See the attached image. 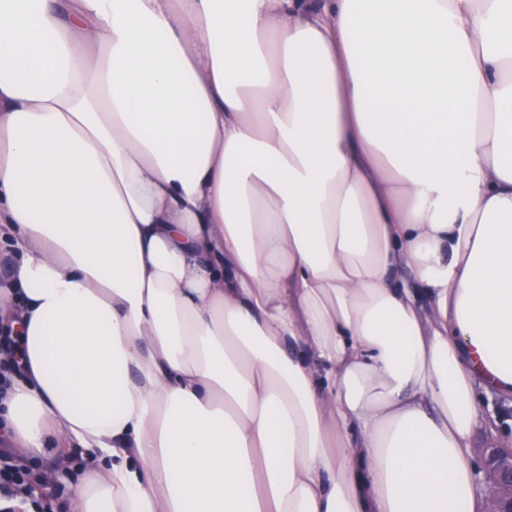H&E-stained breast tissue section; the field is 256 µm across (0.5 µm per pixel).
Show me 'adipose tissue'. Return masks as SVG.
Wrapping results in <instances>:
<instances>
[{
	"label": "adipose tissue",
	"mask_w": 512,
	"mask_h": 512,
	"mask_svg": "<svg viewBox=\"0 0 512 512\" xmlns=\"http://www.w3.org/2000/svg\"><path fill=\"white\" fill-rule=\"evenodd\" d=\"M1 238L70 512H483L512 0H0Z\"/></svg>",
	"instance_id": "adipose-tissue-1"
}]
</instances>
